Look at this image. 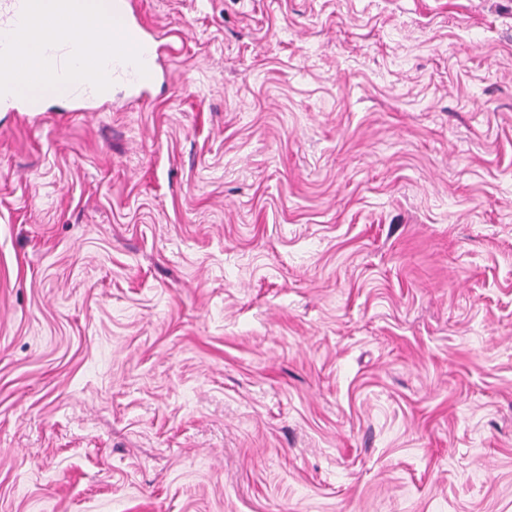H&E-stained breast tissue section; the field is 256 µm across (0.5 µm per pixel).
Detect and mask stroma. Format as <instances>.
I'll use <instances>...</instances> for the list:
<instances>
[{
	"label": "stroma",
	"instance_id": "stroma-1",
	"mask_svg": "<svg viewBox=\"0 0 512 512\" xmlns=\"http://www.w3.org/2000/svg\"><path fill=\"white\" fill-rule=\"evenodd\" d=\"M139 6L0 112V512H512V0ZM112 12L125 34L140 46L142 61L147 68L148 76H141L135 66L121 61L111 62L107 67V74L112 85L121 77L134 87L144 90L155 82L161 53L168 49V45L163 42L164 34L155 28L148 30L136 0H113Z\"/></svg>",
	"mask_w": 512,
	"mask_h": 512
}]
</instances>
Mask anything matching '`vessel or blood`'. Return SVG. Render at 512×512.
<instances>
[{"label":"vessel or blood","instance_id":"b4317fda","mask_svg":"<svg viewBox=\"0 0 512 512\" xmlns=\"http://www.w3.org/2000/svg\"><path fill=\"white\" fill-rule=\"evenodd\" d=\"M24 0H5V15L0 18V37L9 34L18 25ZM112 12L125 34L141 48L142 61L146 67L145 72H138L132 64L114 61L107 67L110 79H124L138 89L150 87L157 77V66L160 56L166 45L164 35L159 30L149 29L138 10L137 0H112Z\"/></svg>","mask_w":512,"mask_h":512}]
</instances>
